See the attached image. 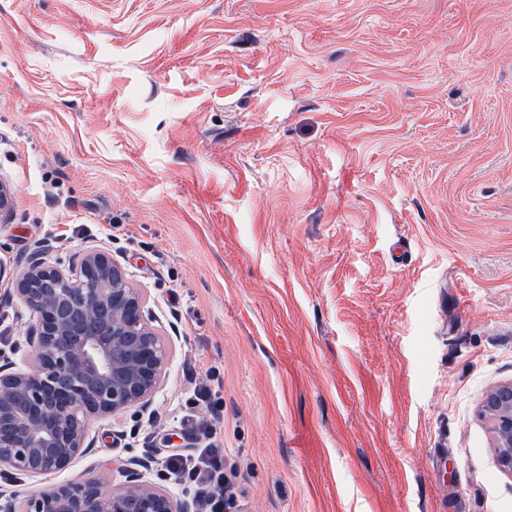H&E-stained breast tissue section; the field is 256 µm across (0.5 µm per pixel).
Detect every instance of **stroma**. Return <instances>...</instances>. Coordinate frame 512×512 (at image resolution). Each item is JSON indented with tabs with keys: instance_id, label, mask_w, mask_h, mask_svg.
<instances>
[{
	"instance_id": "1",
	"label": "stroma",
	"mask_w": 512,
	"mask_h": 512,
	"mask_svg": "<svg viewBox=\"0 0 512 512\" xmlns=\"http://www.w3.org/2000/svg\"><path fill=\"white\" fill-rule=\"evenodd\" d=\"M0 315L100 247L175 357L22 496L189 451L219 376L238 512H512V0H0ZM481 410L491 425L497 467L512 478V381L487 391Z\"/></svg>"
}]
</instances>
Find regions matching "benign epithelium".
<instances>
[{
    "label": "benign epithelium",
    "instance_id": "benign-epithelium-1",
    "mask_svg": "<svg viewBox=\"0 0 512 512\" xmlns=\"http://www.w3.org/2000/svg\"><path fill=\"white\" fill-rule=\"evenodd\" d=\"M12 209L0 180V223ZM65 270L29 258L13 292L31 311L26 337L30 365L14 369L0 350V470L32 476L55 473L92 447L89 425L132 408L151 406L174 347L151 324L142 291L123 264L102 248L82 249ZM496 464L512 478V381L487 391ZM126 485L109 490L95 479L32 494L24 512H191L167 491L129 468Z\"/></svg>",
    "mask_w": 512,
    "mask_h": 512
}]
</instances>
